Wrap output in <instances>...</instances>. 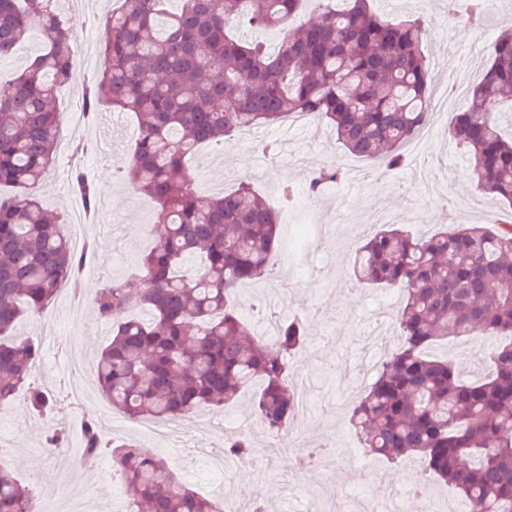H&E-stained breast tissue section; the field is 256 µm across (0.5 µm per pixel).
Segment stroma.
I'll return each mask as SVG.
<instances>
[{
  "mask_svg": "<svg viewBox=\"0 0 512 512\" xmlns=\"http://www.w3.org/2000/svg\"><path fill=\"white\" fill-rule=\"evenodd\" d=\"M447 0H397L387 8L385 0H374V9L383 16L397 19L407 15L427 19L428 27L423 49L435 71L467 72L479 78L489 62L483 52L484 40L493 35L497 24L489 22L477 28L446 16ZM114 0H74L69 11L73 27L75 68L71 80L57 93L58 108L64 114L61 144L54 166L37 190L42 203L73 217L78 205L71 191L74 170H82L96 186L98 198L111 215L110 221L89 227L87 239L93 248L79 278L77 291L57 295L43 313L24 320L18 329L20 338L39 343L40 364L31 373L34 385L56 399L70 393V343L108 325L101 320L93 299L108 279H129L132 260L147 248L153 237V204L144 195L120 182L115 171L124 165L136 134L134 118L124 112L104 110L94 117L76 115L72 110L80 101L86 82L100 71V64H88L87 52L101 54L102 20L111 12ZM278 144L276 156H268L261 144ZM88 145L86 154L73 153L75 144ZM463 149L448 138V123L440 121L430 131L427 160L437 182L430 203H423V189L415 174L413 159H406L401 168L389 171L377 182L362 180L363 172L375 163L345 151L330 130L319 123L305 126L286 122L263 125L251 130L249 137H235L223 151L202 149L193 161V176L198 191L204 195L228 192L244 180L253 183L267 203L282 213L284 223L293 234L317 239L309 263L314 276L290 272L285 260L275 262L274 283L256 282L240 290L238 312L249 327L261 322L248 304L265 297L270 288L282 289L290 310L304 311L308 322L305 345L292 354L289 361L292 375L310 379L308 400L311 415L297 429V442L309 448L323 438L339 441V458L322 469L302 471L291 454L276 455V465L263 473L264 502L268 512H308L318 488L328 486L342 492L354 491L361 482V473L369 462L367 457H354L356 433L349 412H337L340 390L335 378L325 367L329 360L359 358L364 341L370 336L377 310L396 315L401 303L399 291L389 288L363 287L351 304L342 297L353 283L354 253L349 244L352 224L380 208H387L391 221L418 235L446 229L448 223L440 207L443 197H451L460 216L469 223L484 224L488 220L512 223V207L491 197L480 196L474 176L464 163ZM346 164L343 179L327 187L316 199L314 209H305L299 202L282 206L280 188L292 184L304 188L309 178L334 163ZM480 337L470 336L443 340L433 347L434 355L452 359L461 374L471 378L488 370L487 358L474 357L482 347ZM255 387H247L239 397L224 408L202 407L182 420V435L158 447L143 421H133L121 413H113L109 429L113 436L133 439L139 448L151 449L165 459L170 470L181 481L199 493L225 500L247 498L255 487L246 478L226 483L222 473L214 471L204 453L215 437L246 434L254 447H262L268 435L256 425L251 412ZM41 416L33 414L23 398L0 406V445L9 454L4 459L15 476L31 481L35 471L52 472L54 480L39 487L37 502L51 505L59 500L62 489L81 493L98 479L110 480L108 468L78 471L66 455L49 456L42 448L52 433Z\"/></svg>",
  "mask_w": 512,
  "mask_h": 512,
  "instance_id": "obj_1",
  "label": "stroma"
}]
</instances>
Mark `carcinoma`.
<instances>
[{
	"label": "carcinoma",
	"mask_w": 512,
	"mask_h": 512,
	"mask_svg": "<svg viewBox=\"0 0 512 512\" xmlns=\"http://www.w3.org/2000/svg\"><path fill=\"white\" fill-rule=\"evenodd\" d=\"M313 18L291 30L303 6ZM60 0H0V57L33 31L43 52L0 81V405L24 389L41 357L39 344L15 338L24 316L41 313L61 287L77 285L85 254L73 248L64 213L46 209L36 188L53 166L62 113L58 85L71 79V28ZM106 17L104 68L86 86L92 115L131 112L137 133L119 178L155 202L157 235L138 261L133 290L105 283L95 298L112 333L96 356L97 382L112 408L133 420H176L220 407L255 380L251 404L277 437L294 420L297 393L288 354L306 341L299 315L276 324L279 354L242 320L240 286L267 280L288 251V230L248 183L221 196L194 188L188 157L203 145L293 115H312L349 153L390 168L429 122L431 72L423 51L425 21L387 20L372 0H115ZM472 25L483 0H459ZM279 30L274 48L244 29ZM491 64L468 89V108L448 125L465 150L478 190L512 206V133L489 101L512 109V29L490 46ZM340 179L336 168L313 175L318 195ZM72 188L95 212V186L75 173ZM355 285L395 288L400 343L382 361L355 406L352 425L365 450L390 462L418 459L454 486L475 512H512V225L471 224L414 236L387 224L356 249ZM493 337L488 371L460 375L434 358L437 341ZM36 414L52 413L46 392L29 388ZM82 453L107 454L122 479L125 512H223L176 478L166 462L142 454L131 439L102 440L82 425ZM252 452L245 436L224 441V454ZM0 512H37L36 491L0 465Z\"/></svg>",
	"instance_id": "carcinoma-1"
}]
</instances>
